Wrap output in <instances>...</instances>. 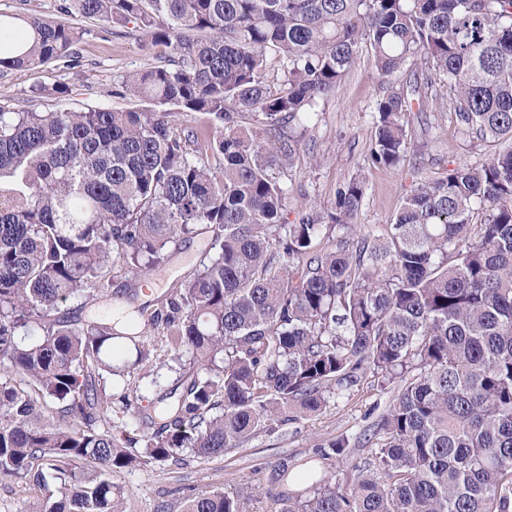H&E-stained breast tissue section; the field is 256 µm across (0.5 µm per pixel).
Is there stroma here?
<instances>
[{
  "label": "stroma",
  "instance_id": "obj_1",
  "mask_svg": "<svg viewBox=\"0 0 512 512\" xmlns=\"http://www.w3.org/2000/svg\"><path fill=\"white\" fill-rule=\"evenodd\" d=\"M82 27L84 32L76 46L77 65L58 61L10 72L0 78V106L15 110L125 106V99L113 94L115 83L121 75L153 66L152 56L142 48L138 36L107 34L88 21ZM51 83L67 87V95L34 96V88ZM381 93L378 73L371 57L365 55L336 94L320 104L301 140L300 157L285 179L289 188L284 212L287 219H295L298 210L305 208L321 213L331 210L339 184L358 174L366 188L358 227L376 235L384 225L393 223L412 175L436 177L446 166L480 163L494 153V145L463 133L451 119L428 124L423 115L413 112L406 118L408 138L401 167L372 165L369 144L374 106ZM210 241V234L202 233L181 244L168 262L147 273L137 296L127 293L130 277L117 267L107 294L95 306L75 298L60 305L54 316L84 323L109 307L138 309L150 305L154 299L169 295L177 278L186 277L208 260ZM145 330L151 344L149 367L130 371L120 381L109 376L104 379L112 398L108 421L117 435L139 433L142 420L153 416L157 405H176L174 393L182 388V373L172 361L174 353L165 330L150 324ZM132 389L138 398L130 410H123L122 399ZM396 389V384L383 387L374 376H365L351 389L328 395L322 410L274 425L245 447L225 455L193 459L185 466L167 463L113 470V491L123 512H177L179 503L193 493H230L246 485L268 486L273 466L283 461L301 463L340 436L348 438L352 458H359L368 449L363 432L385 413Z\"/></svg>",
  "mask_w": 512,
  "mask_h": 512
}]
</instances>
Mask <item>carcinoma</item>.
I'll list each match as a JSON object with an SVG mask.
<instances>
[{
    "label": "carcinoma",
    "instance_id": "cac0c4a2",
    "mask_svg": "<svg viewBox=\"0 0 512 512\" xmlns=\"http://www.w3.org/2000/svg\"><path fill=\"white\" fill-rule=\"evenodd\" d=\"M81 19L145 38L156 64L113 94L151 107L0 106V375L31 386L0 381V480L57 484L32 512H119L113 469L221 456L371 371L400 385L366 457L311 489L288 488L309 474L278 466L273 512H512V0H61L52 19L0 14V76L78 63ZM365 53L384 86L373 165L405 152L419 87L397 76L410 68L427 72L419 112L502 148L411 175L377 236L347 237L358 176L332 210L286 226L282 174ZM195 113L211 134L188 126ZM202 230L214 256L151 318L200 372L153 432L118 439L100 379L149 365L147 339L51 313ZM316 452L346 457L349 440ZM253 497L199 493L180 512H250Z\"/></svg>",
    "mask_w": 512,
    "mask_h": 512
}]
</instances>
